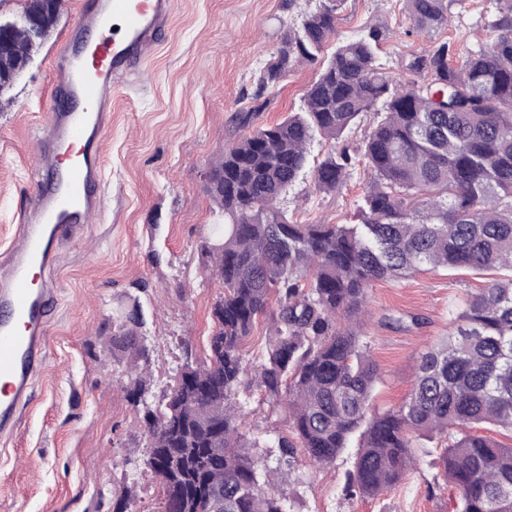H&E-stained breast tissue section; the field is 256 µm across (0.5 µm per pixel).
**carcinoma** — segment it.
Masks as SVG:
<instances>
[{"mask_svg":"<svg viewBox=\"0 0 512 512\" xmlns=\"http://www.w3.org/2000/svg\"><path fill=\"white\" fill-rule=\"evenodd\" d=\"M337 0H321L291 28L263 69L258 92L299 59L314 61L336 32ZM427 33L448 23L445 0H406ZM62 0H26L0 28L3 91L31 63L57 22ZM487 50L451 64L442 42L415 55L407 84L379 63L386 32L371 26L321 62L299 111L256 128L209 167L207 193L224 216L202 244L224 294L205 362L186 364L153 410L139 375L126 387L143 408L147 466L172 512H286L277 487L260 481L236 398L250 383L288 411L292 438L278 440L290 465L302 448L315 465L333 463L356 436L347 489L377 495L406 474L414 441L445 433L438 477L458 490L460 512H512V447L472 433L489 423L512 430V276L476 294L456 332L421 356L408 399L371 412L377 367L361 315L379 280L422 268L512 272V0H501ZM381 113L364 142L373 179L355 224H295L280 207L308 165L316 138L336 140L365 112ZM345 149L313 169L317 189L343 183ZM112 355L148 365L138 300L120 305ZM270 317L265 362L251 381L241 345Z\"/></svg>","mask_w":512,"mask_h":512,"instance_id":"cac0c4a2","label":"carcinoma"}]
</instances>
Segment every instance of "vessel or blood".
Wrapping results in <instances>:
<instances>
[{"instance_id": "b4317fda", "label": "vessel or blood", "mask_w": 512, "mask_h": 512, "mask_svg": "<svg viewBox=\"0 0 512 512\" xmlns=\"http://www.w3.org/2000/svg\"><path fill=\"white\" fill-rule=\"evenodd\" d=\"M178 0H79L53 53L48 106L28 169L32 200L0 254V439L14 436L40 375L57 300L46 274L62 241L85 242L104 207L102 140L121 82L157 52Z\"/></svg>"}]
</instances>
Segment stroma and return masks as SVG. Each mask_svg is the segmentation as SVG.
<instances>
[{
  "label": "stroma",
  "instance_id": "obj_1",
  "mask_svg": "<svg viewBox=\"0 0 512 512\" xmlns=\"http://www.w3.org/2000/svg\"><path fill=\"white\" fill-rule=\"evenodd\" d=\"M78 0H62L59 19L0 111V253L11 245L29 200L27 168L51 85V51L72 24ZM318 0H179L156 57L121 85L103 141L106 203L83 245L62 243L54 271L57 308L46 364L15 436L0 440V512H112L131 493L132 512H161L162 494L146 464L149 437L127 401V361L112 356V316L121 298H139L151 349V408L164 404L185 364L202 363L223 289L205 268L201 244L220 218L203 172L250 129L298 111L320 66L298 60L282 80L258 91L257 76L288 28ZM448 27L416 29L405 0H340L325 50L369 26L388 33L379 58L402 80L411 55L448 42L461 52L491 43L496 0H445ZM251 113L250 124L239 121ZM378 122L368 112L342 137L355 160L336 190H317L304 173L281 206L290 221L352 224L372 174L361 148ZM496 270H422L370 287L365 331L379 381L373 407L399 408L422 354L452 328L471 293ZM249 451L259 473L276 468L277 441L290 435L284 406L256 389L241 391ZM357 445L332 464L312 466L297 450L279 486L287 512H456L455 492L437 481L442 446L421 440L405 478L374 497L346 491Z\"/></svg>",
  "mask_w": 512,
  "mask_h": 512
}]
</instances>
